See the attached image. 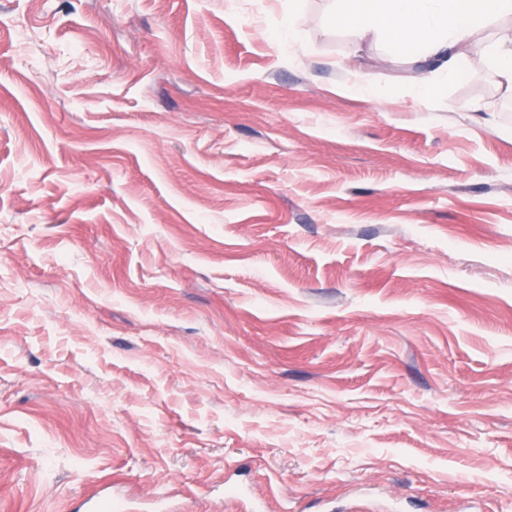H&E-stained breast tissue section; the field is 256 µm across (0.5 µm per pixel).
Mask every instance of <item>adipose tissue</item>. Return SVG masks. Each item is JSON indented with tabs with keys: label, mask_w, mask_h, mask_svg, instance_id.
<instances>
[{
	"label": "adipose tissue",
	"mask_w": 512,
	"mask_h": 512,
	"mask_svg": "<svg viewBox=\"0 0 512 512\" xmlns=\"http://www.w3.org/2000/svg\"><path fill=\"white\" fill-rule=\"evenodd\" d=\"M361 35L390 39L400 55H417L429 74L416 78L430 93L432 73L453 75L463 47L493 21L512 15V0H346Z\"/></svg>",
	"instance_id": "1"
}]
</instances>
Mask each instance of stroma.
Wrapping results in <instances>:
<instances>
[{"instance_id":"stroma-1","label":"stroma","mask_w":512,"mask_h":512,"mask_svg":"<svg viewBox=\"0 0 512 512\" xmlns=\"http://www.w3.org/2000/svg\"><path fill=\"white\" fill-rule=\"evenodd\" d=\"M336 5L0 0V512H512V20ZM361 35H383L400 55L418 52L430 71L451 76L462 49L493 21L512 15L511 0H346ZM510 43L504 38L488 46L487 66L480 76L495 80L512 91V38Z\"/></svg>"}]
</instances>
